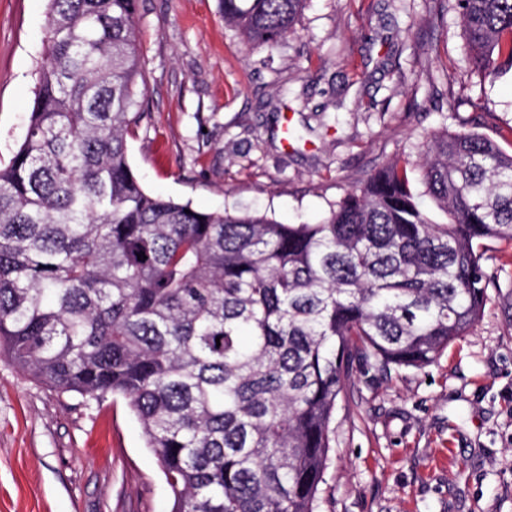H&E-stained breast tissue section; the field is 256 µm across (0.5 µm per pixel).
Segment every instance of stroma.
I'll return each instance as SVG.
<instances>
[{
  "label": "stroma",
  "instance_id": "obj_1",
  "mask_svg": "<svg viewBox=\"0 0 512 512\" xmlns=\"http://www.w3.org/2000/svg\"><path fill=\"white\" fill-rule=\"evenodd\" d=\"M456 0H308L277 46L219 0H139L144 118L129 161L153 194L314 222L428 131L498 138L512 76L468 61ZM45 0H0V161L26 128ZM341 123H334V115ZM480 321L424 370L358 360L317 512H512V248ZM123 400L84 406L0 361V512H170Z\"/></svg>",
  "mask_w": 512,
  "mask_h": 512
}]
</instances>
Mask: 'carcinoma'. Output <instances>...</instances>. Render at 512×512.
<instances>
[{"mask_svg": "<svg viewBox=\"0 0 512 512\" xmlns=\"http://www.w3.org/2000/svg\"><path fill=\"white\" fill-rule=\"evenodd\" d=\"M46 2L25 135L0 164V356L60 393L123 398L171 512H315L354 360L427 368L499 287L486 252L512 244V152L445 126L422 163L379 167L316 223L200 211L129 162L139 0ZM221 2L274 46L306 0ZM457 6L472 67L512 72V0Z\"/></svg>", "mask_w": 512, "mask_h": 512, "instance_id": "1", "label": "carcinoma"}]
</instances>
